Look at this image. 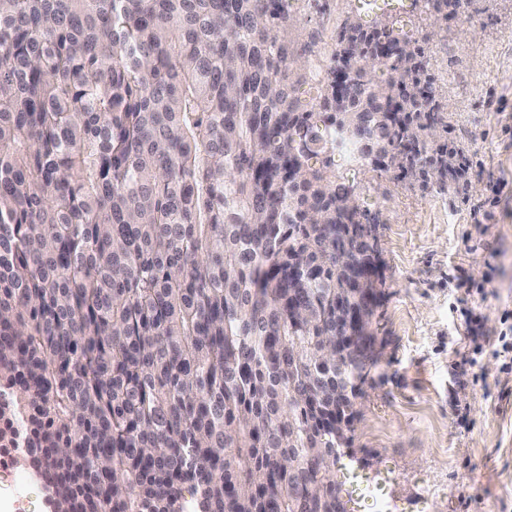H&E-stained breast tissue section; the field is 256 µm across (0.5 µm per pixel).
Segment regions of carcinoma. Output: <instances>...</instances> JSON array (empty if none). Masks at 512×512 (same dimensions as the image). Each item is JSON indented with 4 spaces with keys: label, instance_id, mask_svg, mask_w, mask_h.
<instances>
[{
    "label": "carcinoma",
    "instance_id": "cac0c4a2",
    "mask_svg": "<svg viewBox=\"0 0 512 512\" xmlns=\"http://www.w3.org/2000/svg\"><path fill=\"white\" fill-rule=\"evenodd\" d=\"M296 24L0 0V449L53 512H336V420L375 364L369 334L336 362V297L377 294L336 152L457 192L471 158L427 38L352 18L326 65ZM316 68L345 80L310 99Z\"/></svg>",
    "mask_w": 512,
    "mask_h": 512
}]
</instances>
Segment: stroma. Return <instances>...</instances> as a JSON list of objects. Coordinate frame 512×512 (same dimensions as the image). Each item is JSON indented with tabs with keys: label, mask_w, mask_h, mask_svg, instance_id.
I'll return each instance as SVG.
<instances>
[{
	"label": "stroma",
	"mask_w": 512,
	"mask_h": 512,
	"mask_svg": "<svg viewBox=\"0 0 512 512\" xmlns=\"http://www.w3.org/2000/svg\"><path fill=\"white\" fill-rule=\"evenodd\" d=\"M300 30L324 54L346 18L394 22L360 0H299ZM434 21L409 8L407 31L426 37L428 68L451 105L454 139L472 145L468 188L397 181L336 161L373 226L380 278L368 331L376 364L355 401L352 446L336 466L348 512H512V382L493 355L512 311V0H467ZM498 203L492 219L480 207ZM479 320L478 343L464 312ZM0 512H53L42 481L0 466Z\"/></svg>",
	"instance_id": "1"
}]
</instances>
